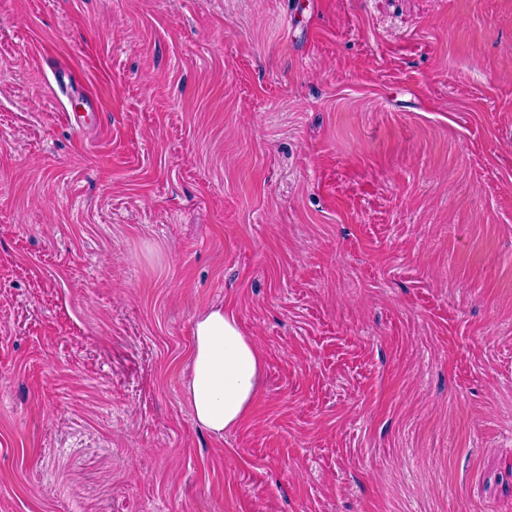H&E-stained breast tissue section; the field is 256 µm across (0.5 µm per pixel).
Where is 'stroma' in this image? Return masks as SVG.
<instances>
[{"instance_id":"1","label":"stroma","mask_w":512,"mask_h":512,"mask_svg":"<svg viewBox=\"0 0 512 512\" xmlns=\"http://www.w3.org/2000/svg\"><path fill=\"white\" fill-rule=\"evenodd\" d=\"M0 512H512V0H0ZM185 398L195 423L224 437L248 417L260 388L264 360L236 314L213 307L195 321Z\"/></svg>"}]
</instances>
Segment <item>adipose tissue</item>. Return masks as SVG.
<instances>
[{
    "label": "adipose tissue",
    "instance_id": "1",
    "mask_svg": "<svg viewBox=\"0 0 512 512\" xmlns=\"http://www.w3.org/2000/svg\"><path fill=\"white\" fill-rule=\"evenodd\" d=\"M185 398L195 423L215 436L237 428L250 414L264 360L233 311L218 306L195 321Z\"/></svg>",
    "mask_w": 512,
    "mask_h": 512
}]
</instances>
